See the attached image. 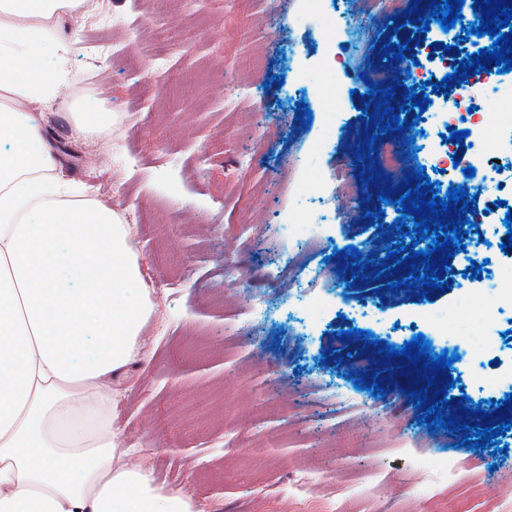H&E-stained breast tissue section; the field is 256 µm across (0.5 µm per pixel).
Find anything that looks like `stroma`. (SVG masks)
Segmentation results:
<instances>
[{"instance_id": "35a3bbf8", "label": "stroma", "mask_w": 512, "mask_h": 512, "mask_svg": "<svg viewBox=\"0 0 512 512\" xmlns=\"http://www.w3.org/2000/svg\"><path fill=\"white\" fill-rule=\"evenodd\" d=\"M359 0H87L61 16L72 40L63 96L43 106L62 177L133 230L143 284L156 312L139 357L116 376L113 426L127 462L161 490L185 488L200 512H512V431L490 449H459L460 433L418 425L408 396L356 389L335 358L355 352L344 330L402 346L397 324L418 320L442 353L466 337L476 376L461 392L482 409L512 393V338L452 309L378 296L374 281L338 274L335 250L386 254L376 186L353 158L368 102L366 77L395 68L383 44L418 29L371 21V41L345 50L333 20ZM282 88L265 90L271 76ZM112 107L111 135L80 133V107ZM312 112L300 123V105ZM349 164L341 223L298 251L287 227L313 223L311 195ZM248 226L238 236L237 226ZM319 268L308 286L303 266ZM353 303L374 305L354 321ZM330 362H322V355Z\"/></svg>"}]
</instances>
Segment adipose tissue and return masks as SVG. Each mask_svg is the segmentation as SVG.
<instances>
[{
    "instance_id": "adipose-tissue-1",
    "label": "adipose tissue",
    "mask_w": 512,
    "mask_h": 512,
    "mask_svg": "<svg viewBox=\"0 0 512 512\" xmlns=\"http://www.w3.org/2000/svg\"><path fill=\"white\" fill-rule=\"evenodd\" d=\"M81 3L0 0V512H197L125 463L112 378L155 303L110 207L55 205L67 188L31 109L67 82L49 26Z\"/></svg>"
}]
</instances>
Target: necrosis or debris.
<instances>
[{"mask_svg": "<svg viewBox=\"0 0 512 512\" xmlns=\"http://www.w3.org/2000/svg\"><path fill=\"white\" fill-rule=\"evenodd\" d=\"M368 10L363 14L341 13L336 17V29L340 31L348 47L363 48L365 29L370 14L388 15L398 13L402 0H367ZM417 66L411 67V79L416 85L427 81H441L458 67L457 58L438 54L428 45L415 51ZM500 76L496 73H481L472 76L464 86L450 94L432 95L429 108L422 114L415 145L428 168L434 169V179L447 184L458 168L474 167L486 169L487 174L474 183L479 191L482 208L470 213L474 224L467 238L470 242L468 259L482 266L478 279H460V287L472 292L491 291L494 302L481 309L482 318L498 320L504 314H512V282L502 278L495 262V242H506V213L512 212V114L502 113L496 128H489L483 108L487 93L497 91ZM466 123L469 130L468 146L462 147L454 140L446 139L447 129ZM495 153L496 162H489L488 153Z\"/></svg>", "mask_w": 512, "mask_h": 512, "instance_id": "1", "label": "necrosis or debris"}]
</instances>
